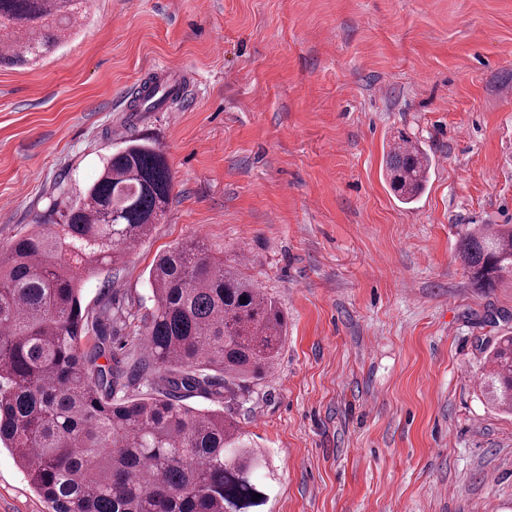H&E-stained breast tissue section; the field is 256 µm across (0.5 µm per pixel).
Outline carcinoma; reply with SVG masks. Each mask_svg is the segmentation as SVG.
<instances>
[{"label": "carcinoma", "instance_id": "1", "mask_svg": "<svg viewBox=\"0 0 512 512\" xmlns=\"http://www.w3.org/2000/svg\"><path fill=\"white\" fill-rule=\"evenodd\" d=\"M82 3L0 0V29L18 33L0 40V65L53 53ZM430 171L411 140L389 149L386 173L401 203L424 193ZM171 191L162 148L130 139L78 201L0 253V444L51 512H265V451L224 411L186 399L231 400L274 369L287 319L273 298L203 243L186 242L149 271L143 372L97 363L124 315L107 305L86 313L82 282L124 262L164 217ZM459 257L483 287L512 276V228L466 233ZM489 364L484 394L512 410V336L500 337ZM136 377L150 393L121 396Z\"/></svg>", "mask_w": 512, "mask_h": 512}]
</instances>
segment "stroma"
I'll list each match as a JSON object with an SVG mask.
<instances>
[{
	"instance_id": "stroma-1",
	"label": "stroma",
	"mask_w": 512,
	"mask_h": 512,
	"mask_svg": "<svg viewBox=\"0 0 512 512\" xmlns=\"http://www.w3.org/2000/svg\"><path fill=\"white\" fill-rule=\"evenodd\" d=\"M34 66L0 67V251L131 137L159 144L168 211L83 306L152 307L159 253L203 239L288 319L231 413L270 461L266 512H512V412L478 378L512 336V279L458 245L512 225V0H85ZM184 97L134 112L164 73ZM432 160L399 203L385 158ZM0 512H48L0 447ZM400 140L386 156V173L394 195L401 203L410 204L426 189L431 161L420 145L407 138Z\"/></svg>"
}]
</instances>
